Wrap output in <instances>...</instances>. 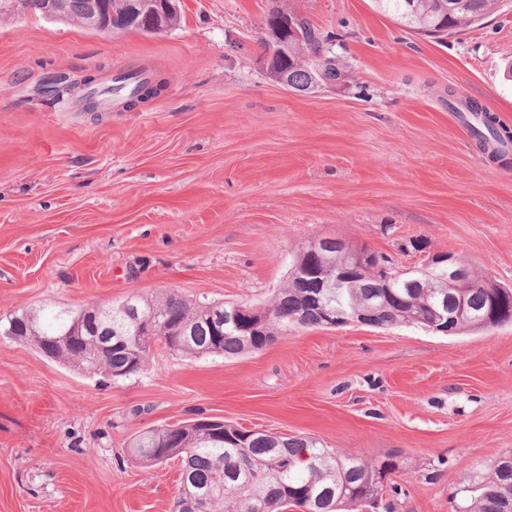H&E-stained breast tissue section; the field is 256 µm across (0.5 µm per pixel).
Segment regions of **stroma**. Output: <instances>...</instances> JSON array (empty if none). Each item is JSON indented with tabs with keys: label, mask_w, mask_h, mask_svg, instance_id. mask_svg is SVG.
I'll return each instance as SVG.
<instances>
[{
	"label": "stroma",
	"mask_w": 512,
	"mask_h": 512,
	"mask_svg": "<svg viewBox=\"0 0 512 512\" xmlns=\"http://www.w3.org/2000/svg\"><path fill=\"white\" fill-rule=\"evenodd\" d=\"M281 8L329 35L345 81L298 95L269 77ZM136 70L166 86L132 109L41 92ZM452 90L512 128V0L443 42L373 0H182L157 34L0 16V317L172 289L262 305L326 236L400 266L417 238L512 286V152L481 153ZM199 417L400 453L399 493L365 512H453L463 473L512 454V323L295 329L235 358L158 350L115 381L0 333V512H172L179 462L129 446Z\"/></svg>",
	"instance_id": "1"
}]
</instances>
